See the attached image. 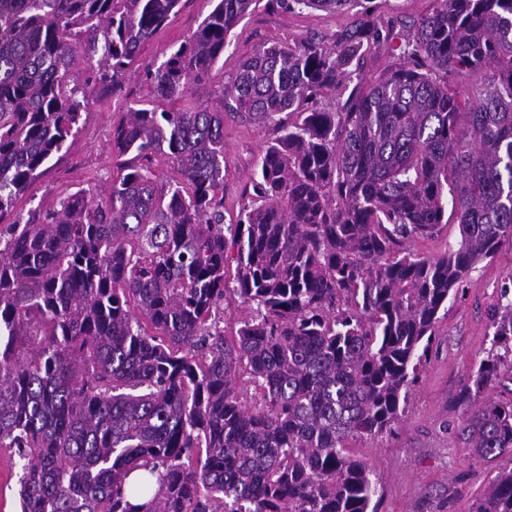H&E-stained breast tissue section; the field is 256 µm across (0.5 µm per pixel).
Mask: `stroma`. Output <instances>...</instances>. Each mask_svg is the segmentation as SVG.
<instances>
[{
  "mask_svg": "<svg viewBox=\"0 0 512 512\" xmlns=\"http://www.w3.org/2000/svg\"><path fill=\"white\" fill-rule=\"evenodd\" d=\"M217 0H180L167 25L145 42L135 62L113 84H99L88 65L75 78L87 106L80 131L67 151L55 155L17 201L15 210L57 207L79 189L106 191L117 178L112 158V128L130 109L152 98L149 76L201 26ZM375 16L393 26L394 41L365 56L361 75L377 76L398 52L410 26L425 15L431 0H373ZM351 21L347 14L321 11H274L259 0L231 31L224 56L210 82L191 86L190 97L217 106L218 91L241 61L264 44L285 45L307 39L330 42L337 29ZM272 130L225 120L224 216L236 218L248 201L250 175ZM512 279V241L503 242L491 263L471 271L463 288L448 300V312L436 327L437 340L411 386L404 416L395 429L352 444L355 457L371 472L378 489V512H473L494 475L512 468V457L488 461L477 456L461 434L464 408L459 395L469 370L484 356L490 314L501 289Z\"/></svg>",
  "mask_w": 512,
  "mask_h": 512,
  "instance_id": "obj_1",
  "label": "stroma"
}]
</instances>
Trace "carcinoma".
Wrapping results in <instances>:
<instances>
[{"instance_id": "1", "label": "carcinoma", "mask_w": 512, "mask_h": 512, "mask_svg": "<svg viewBox=\"0 0 512 512\" xmlns=\"http://www.w3.org/2000/svg\"><path fill=\"white\" fill-rule=\"evenodd\" d=\"M178 3L0 0V448L23 461L20 512H377L351 442L400 422L440 310L512 239V0H431L370 81L360 61L393 32L369 8L330 46L263 45L213 110L188 88L257 3L218 0L150 74V107L114 126L109 193L16 217L79 132L78 62L98 58V81L116 82ZM226 116L273 130L230 224ZM157 154L178 178L154 177ZM450 223L443 254L403 247ZM230 294L249 315L226 336ZM488 336L460 401L471 448L495 460L512 456V402L487 397L512 368L508 289ZM139 469L159 488L134 505ZM474 512H512V469Z\"/></svg>"}]
</instances>
